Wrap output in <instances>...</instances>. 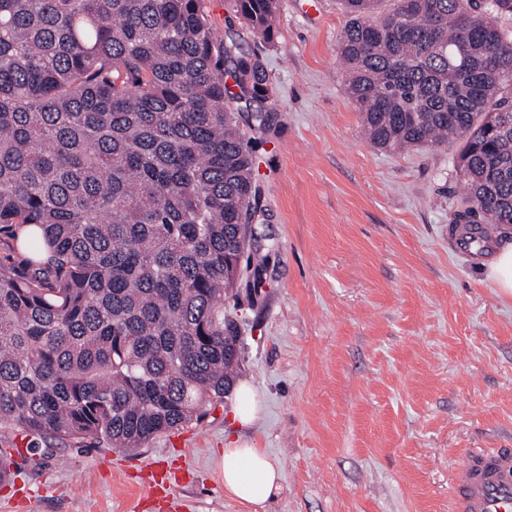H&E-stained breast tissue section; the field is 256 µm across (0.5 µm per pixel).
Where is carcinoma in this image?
Returning <instances> with one entry per match:
<instances>
[{"label":"carcinoma","mask_w":512,"mask_h":512,"mask_svg":"<svg viewBox=\"0 0 512 512\" xmlns=\"http://www.w3.org/2000/svg\"><path fill=\"white\" fill-rule=\"evenodd\" d=\"M236 2L272 40L278 0ZM341 2L366 138L459 143L460 242L480 247L512 224V0ZM267 83L201 0H0V423L139 448L224 397V296L266 262L228 103Z\"/></svg>","instance_id":"obj_1"}]
</instances>
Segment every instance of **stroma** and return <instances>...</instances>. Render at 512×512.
Listing matches in <instances>:
<instances>
[{
    "mask_svg": "<svg viewBox=\"0 0 512 512\" xmlns=\"http://www.w3.org/2000/svg\"><path fill=\"white\" fill-rule=\"evenodd\" d=\"M202 3L218 39L268 74L270 124L246 132L261 188L252 245L267 263L224 300L240 325L238 379L265 399L250 436L282 470L266 512H453L463 454L512 449V296L487 266L512 229L465 249L456 150L365 138L337 56L339 0H279L270 41L235 0ZM233 402L135 450L1 426L0 448L27 451L19 482L34 500L0 486V512H249L224 494ZM176 452L187 475L163 498L113 470Z\"/></svg>",
    "mask_w": 512,
    "mask_h": 512,
    "instance_id": "stroma-1",
    "label": "stroma"
}]
</instances>
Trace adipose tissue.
Listing matches in <instances>:
<instances>
[{
    "label": "adipose tissue",
    "instance_id": "adipose-tissue-1",
    "mask_svg": "<svg viewBox=\"0 0 512 512\" xmlns=\"http://www.w3.org/2000/svg\"><path fill=\"white\" fill-rule=\"evenodd\" d=\"M282 489L276 459L252 440L238 437L224 450V493L248 506H262Z\"/></svg>",
    "mask_w": 512,
    "mask_h": 512
}]
</instances>
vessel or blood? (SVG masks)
<instances>
[{"instance_id":"1","label":"vessel or blood","mask_w":512,"mask_h":512,"mask_svg":"<svg viewBox=\"0 0 512 512\" xmlns=\"http://www.w3.org/2000/svg\"><path fill=\"white\" fill-rule=\"evenodd\" d=\"M177 469L165 463L143 466V483L165 495ZM454 512H512V452L478 448L462 458L452 484Z\"/></svg>"}]
</instances>
